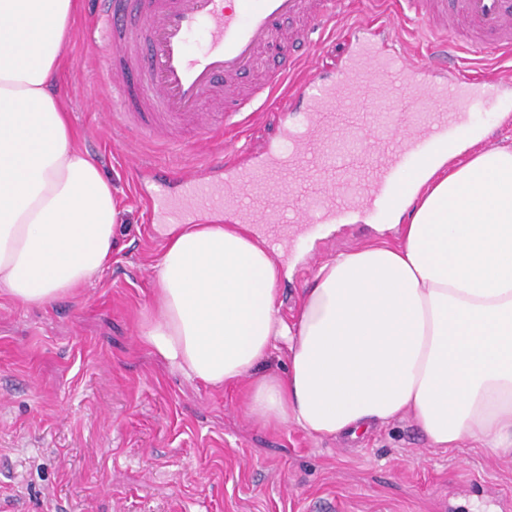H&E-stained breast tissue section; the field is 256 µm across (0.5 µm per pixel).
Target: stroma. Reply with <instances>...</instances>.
Returning a JSON list of instances; mask_svg holds the SVG:
<instances>
[{"label": "stroma", "instance_id": "1", "mask_svg": "<svg viewBox=\"0 0 512 512\" xmlns=\"http://www.w3.org/2000/svg\"><path fill=\"white\" fill-rule=\"evenodd\" d=\"M386 0H351L322 63L335 69L351 24ZM97 0H79L56 91L77 138L119 201L112 262L79 291L44 306L0 293V512H512V458L430 447L410 416L358 439H318L264 424L240 389L172 370L139 340L162 252V216L136 186L161 168L192 173L204 157L192 130L178 146L113 130L112 93L87 37ZM465 76L502 80L496 103L472 113L486 142L512 135V60L464 54ZM303 113L276 106L225 132L213 152L239 168L279 142ZM366 214L285 247L280 285L291 314L319 261L377 237Z\"/></svg>", "mask_w": 512, "mask_h": 512}]
</instances>
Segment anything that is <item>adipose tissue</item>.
Segmentation results:
<instances>
[{
    "label": "adipose tissue",
    "instance_id": "adipose-tissue-1",
    "mask_svg": "<svg viewBox=\"0 0 512 512\" xmlns=\"http://www.w3.org/2000/svg\"><path fill=\"white\" fill-rule=\"evenodd\" d=\"M77 0H0V291L42 306L112 261L111 183L54 91ZM481 132L403 175L373 239L321 261L291 317L243 224L170 225L142 343L246 409L325 439L410 415L434 448L512 456V143ZM285 344L283 372L261 373Z\"/></svg>",
    "mask_w": 512,
    "mask_h": 512
}]
</instances>
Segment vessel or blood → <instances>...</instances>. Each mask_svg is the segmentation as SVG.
Wrapping results in <instances>:
<instances>
[{
	"label": "vessel or blood",
	"mask_w": 512,
	"mask_h": 512,
	"mask_svg": "<svg viewBox=\"0 0 512 512\" xmlns=\"http://www.w3.org/2000/svg\"><path fill=\"white\" fill-rule=\"evenodd\" d=\"M397 11L427 24V58L394 50L401 23L359 21L332 79L309 47L313 33H335L342 0H98L104 75L121 92L109 118L119 127L158 133L191 119L210 140L273 100L307 116L251 167L227 168L222 185L182 179L186 195L178 202L158 184L149 194L158 210L174 224L187 204L233 211L241 224L312 226L361 207L381 210L402 196L400 171L428 148L460 142L470 132L469 112L495 103L497 89L465 79L455 60L486 44L512 55V0H399ZM287 19L300 26L283 65L241 94L243 77L261 49L277 45ZM198 33L204 44L195 50ZM218 91L220 120L204 109Z\"/></svg>",
	"instance_id": "obj_1"
}]
</instances>
